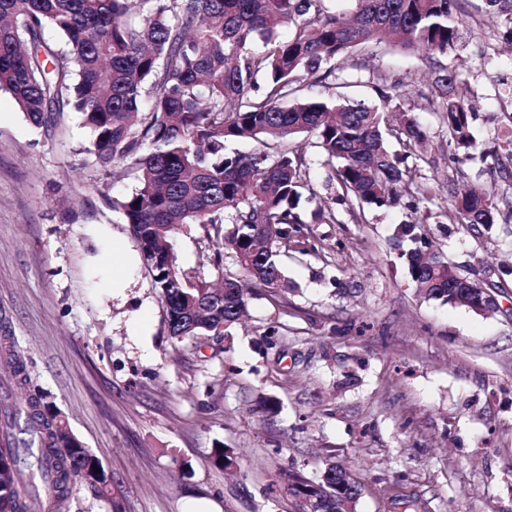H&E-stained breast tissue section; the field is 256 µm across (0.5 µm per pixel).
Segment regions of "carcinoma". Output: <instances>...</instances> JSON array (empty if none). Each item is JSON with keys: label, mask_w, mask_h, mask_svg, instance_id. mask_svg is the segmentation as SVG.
Segmentation results:
<instances>
[{"label": "carcinoma", "mask_w": 512, "mask_h": 512, "mask_svg": "<svg viewBox=\"0 0 512 512\" xmlns=\"http://www.w3.org/2000/svg\"><path fill=\"white\" fill-rule=\"evenodd\" d=\"M326 0H0V89L8 91L37 130L54 115H79L90 138L80 151L105 171L121 163L135 173L131 192L112 202L138 241L141 264L166 307L168 332L180 342L221 336L236 323L252 289L288 291L281 252L284 242L306 255L316 250L298 211L306 188L307 148L334 167L342 199L377 209L400 201L415 185L422 199L438 197L419 182L418 156L426 132L411 112L394 122L361 100L316 99L302 83H325L331 61L356 52L369 58L396 47H422L441 54L455 48L457 0H355L346 22ZM493 19L512 25V0H485ZM292 27L282 40L279 30ZM464 81L434 78L452 159L472 158L470 99ZM269 140L276 153L225 152L234 140ZM401 147L391 152L386 141ZM491 194L474 189L461 196L448 187L446 216L472 232L495 223ZM213 231L220 250L230 251L242 271L214 288L204 279L172 273L165 244L179 226ZM233 225L224 231V225ZM405 225L398 234L413 247L401 253L418 295L425 300L484 312L476 283L460 281L456 269L422 236ZM5 424L19 427L0 453L14 470L0 474V500L8 512H32L34 498L19 483L21 466L35 467L47 484L41 504L59 509L80 479L98 495L108 492L99 461L70 434L63 416L40 393L3 405ZM327 465L315 480L293 475V495L318 489L324 512H351L361 485Z\"/></svg>", "instance_id": "carcinoma-1"}]
</instances>
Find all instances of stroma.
Segmentation results:
<instances>
[{"instance_id":"stroma-1","label":"stroma","mask_w":512,"mask_h":512,"mask_svg":"<svg viewBox=\"0 0 512 512\" xmlns=\"http://www.w3.org/2000/svg\"><path fill=\"white\" fill-rule=\"evenodd\" d=\"M463 47L447 54L397 49L336 63L308 94L401 98L427 132L419 166L440 185L489 190L512 202V28L485 0H459ZM447 70L472 89L473 157L455 164L446 125L429 104ZM77 114L37 131L0 91V313L25 363V384L0 371V399L46 394L111 477L97 496L76 484L62 512H294L291 472L320 475L326 461L362 486L354 512H512V220L482 235L449 223L440 204L406 194L392 210L337 206L312 224L315 252L289 253L291 291L256 290L243 320L220 336L171 339L166 309L139 261L113 181L80 146ZM412 224L460 274L494 285L495 309L417 297L401 253ZM178 263L213 283L222 267L197 225L173 236ZM224 446L229 472L209 456Z\"/></svg>"}]
</instances>
